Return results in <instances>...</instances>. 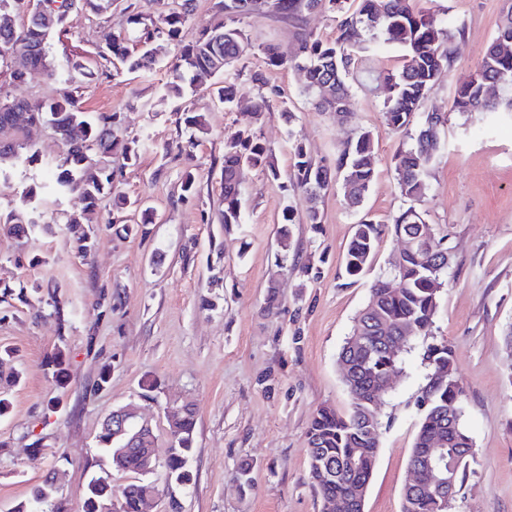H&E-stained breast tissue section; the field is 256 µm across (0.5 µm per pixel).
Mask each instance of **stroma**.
<instances>
[{
    "instance_id": "obj_1",
    "label": "stroma",
    "mask_w": 512,
    "mask_h": 512,
    "mask_svg": "<svg viewBox=\"0 0 512 512\" xmlns=\"http://www.w3.org/2000/svg\"><path fill=\"white\" fill-rule=\"evenodd\" d=\"M417 10L462 25L465 42L456 74L476 69L495 38L512 0H411ZM125 0L100 15L72 14L47 45L50 66L80 56L95 66L98 52L125 33ZM250 46L233 106L208 92L177 101L163 85L178 52L162 43L151 74L122 73L80 84L75 94L98 115H120L118 134L139 143L138 156H112L114 189L155 211L147 234L111 228L112 199L103 197L90 222L98 244L82 255L66 216L72 198L43 192L45 166L59 162L63 146L44 125L31 127L23 146L39 163L12 170L0 182V211L19 206L22 190L41 188L43 220L51 232L33 231L17 241L0 236V286L23 287V296H0V394L11 413L0 419V512L28 501L47 472H54L70 512H81L89 480L108 477L113 488L137 474L110 470L98 435L112 409L133 403L151 421L159 465L149 474L158 494L150 512H322L309 480L305 433L323 406L345 412L349 395L338 357L371 284L387 274L401 245L383 235L364 273L348 275L345 252L361 220L390 223L404 205L394 168L407 145L385 123V93L376 75L397 71L402 52L368 42L365 63L353 82L352 113L315 109L302 74L271 67L264 48L296 42L294 24L265 0L242 20ZM261 72L264 85L251 83ZM453 80H442L425 102L448 117L441 149L428 174L429 192L419 208L451 255L432 326L435 340L455 352L466 393L463 423L475 448L471 475L454 512H512V113L494 125L480 114L453 108ZM65 86L40 70L24 81L0 72V97L59 98ZM266 97L262 122L253 105ZM203 114L207 133L188 135L176 112ZM255 130L270 148L282 176L289 174L294 140L327 166L337 146L362 131L375 145L376 177L364 201L349 206L341 186L320 200L321 223L297 220L287 248L277 238L287 205L304 209L280 179L250 167L241 172V224L224 229L219 161L224 143ZM189 145L198 193L184 195L178 148ZM112 308L102 311V296ZM425 344L415 340L401 373L379 399L380 450L363 512H400L409 480L408 458L422 410L428 372ZM64 354L71 381L59 388L54 360ZM109 380L99 384L101 367ZM19 375L8 383L7 375ZM193 404L197 414L189 484L170 479L163 464L172 443L168 412ZM249 465L253 488L239 493L234 477Z\"/></svg>"
}]
</instances>
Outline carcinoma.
Listing matches in <instances>:
<instances>
[{
	"label": "carcinoma",
	"mask_w": 512,
	"mask_h": 512,
	"mask_svg": "<svg viewBox=\"0 0 512 512\" xmlns=\"http://www.w3.org/2000/svg\"><path fill=\"white\" fill-rule=\"evenodd\" d=\"M24 0H0V67L7 56L20 53L31 69L41 68L50 79L55 70L46 64V46L51 37L64 31L73 13L101 14L112 9L113 0H44L43 10L16 21ZM156 11L143 12L131 2L128 20L133 25L129 34L112 38L98 56L112 64L115 74L120 69L129 73L153 70L158 62L156 41L179 40L181 27L191 18L195 0H151ZM276 10L289 21L300 23L303 14L327 9L337 15L336 38L322 41L304 29L296 35V45L283 50L277 45L265 48L266 64L290 66L303 73L305 90L311 103L321 112L348 115L351 106L349 75L357 69L364 52L362 33L372 39L401 47L403 64L383 81L390 85L391 95L384 101L387 126L410 140V145L395 156V172L400 195L408 206L399 210L389 224L362 221L356 226L347 247L345 264L349 275L359 274L372 261L381 236L391 234L408 245L399 254L393 269V281L381 277L370 286L365 307L356 315L352 331L346 339L339 360L351 364L349 377L343 381L350 397L349 408L339 413L321 407L312 416L306 430V459L312 488L321 499L334 498L342 504V512H359L356 495L369 486L380 448V421L374 407L375 392L384 377L395 371L399 359L380 348L384 341L410 335H429L437 312V293L448 271V250L443 246L423 213L416 208L429 191L428 171L436 160L448 118L440 112H425L423 104L438 84L441 74L451 72L460 52L464 27L451 21H439L425 11H414L410 0H360L353 10L348 0H275ZM218 19L203 28L198 38L181 46L170 66L173 77L164 86L165 96L184 99L207 84L214 76L239 61L249 47L248 34L240 27L241 17L255 10V0H217ZM512 39V6L497 36L488 46L479 68L457 79L453 108L465 113H481L490 121L500 112H512V54L498 51V41ZM68 81L79 84L95 78V72L78 58L66 60ZM500 83L505 98H487L483 87ZM242 95L238 78L227 76L217 89L218 100L230 104ZM47 123L64 147L62 160L50 172L48 187L60 197L73 195L79 199L82 212H73L68 221L81 223L82 213L97 207L101 198L112 193L113 170L109 158L121 148L126 158L137 156L136 140L123 141L115 128L119 116L101 114L92 117L78 99L26 101L0 99V178H8L18 165L37 162V152L19 153L14 136L40 123ZM294 163L288 179L292 190L307 203L306 223H321L318 207L321 197L331 188L333 176L324 165L315 162L298 140L293 143ZM182 191L196 193V178L191 157H185ZM259 168L273 179L280 177L267 147L252 132H245L224 143L220 161L224 209L219 222L224 227L241 223L240 173L244 167ZM336 173L342 175L344 197L352 206L359 205L374 179V140L369 131L345 141L336 153ZM24 210L0 213V231L15 238L50 225L41 223L35 205L37 193L22 192ZM117 215L112 218L116 231L129 234L153 223V210L141 209L136 225L123 223L127 206L123 197L114 199ZM98 243L97 231L89 227L78 237L79 252L86 255ZM431 367L422 388V413L409 464H415L435 436L443 437L448 455L462 454L473 447V440L463 424V385L454 368V352L444 342L429 343L424 353ZM196 427L191 404L184 406L171 426L174 438L165 466L168 475L186 485L191 481L186 468L192 450ZM141 447L121 451L123 437L99 434L100 448L114 468L147 475L149 454L154 447L152 430H144ZM156 491L150 481H137L123 487L118 497L120 512H141L142 496ZM57 487L49 479L37 485L30 500L16 505L12 512H68L57 505ZM113 494L112 482L91 479L84 491L83 512H100ZM402 512H452L455 500L404 486Z\"/></svg>",
	"instance_id": "carcinoma-1"
}]
</instances>
